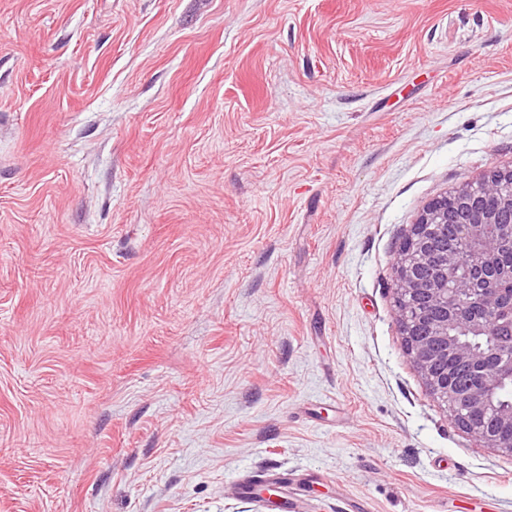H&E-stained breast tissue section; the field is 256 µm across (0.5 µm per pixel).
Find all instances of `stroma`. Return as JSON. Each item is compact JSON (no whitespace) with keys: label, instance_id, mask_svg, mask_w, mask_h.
Listing matches in <instances>:
<instances>
[{"label":"stroma","instance_id":"35a3bbf8","mask_svg":"<svg viewBox=\"0 0 512 512\" xmlns=\"http://www.w3.org/2000/svg\"><path fill=\"white\" fill-rule=\"evenodd\" d=\"M510 165L512 0H0V512H512L394 269Z\"/></svg>","mask_w":512,"mask_h":512}]
</instances>
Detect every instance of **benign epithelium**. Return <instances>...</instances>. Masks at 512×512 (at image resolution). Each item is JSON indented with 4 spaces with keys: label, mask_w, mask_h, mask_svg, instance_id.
I'll list each match as a JSON object with an SVG mask.
<instances>
[{
    "label": "benign epithelium",
    "mask_w": 512,
    "mask_h": 512,
    "mask_svg": "<svg viewBox=\"0 0 512 512\" xmlns=\"http://www.w3.org/2000/svg\"><path fill=\"white\" fill-rule=\"evenodd\" d=\"M476 192L496 196L512 208V167L491 170ZM460 225V244L448 251L431 275L420 269L430 262V224ZM512 245V221L493 213L476 214L474 203L448 211V195L435 198L410 226L396 253V314L406 349L430 392L449 409L452 422L475 437L483 447L512 457V444L502 442L494 425H512V406L502 407L497 395L504 379H512V322L497 321L512 311V293L498 292L497 283L512 281V266L497 262L499 249ZM423 300L441 308L442 316L427 336L415 331L409 306ZM487 341L481 349L467 338ZM467 369L471 382L457 386V371ZM481 409L483 424L469 420L470 411Z\"/></svg>",
    "instance_id": "7a95c632"
}]
</instances>
